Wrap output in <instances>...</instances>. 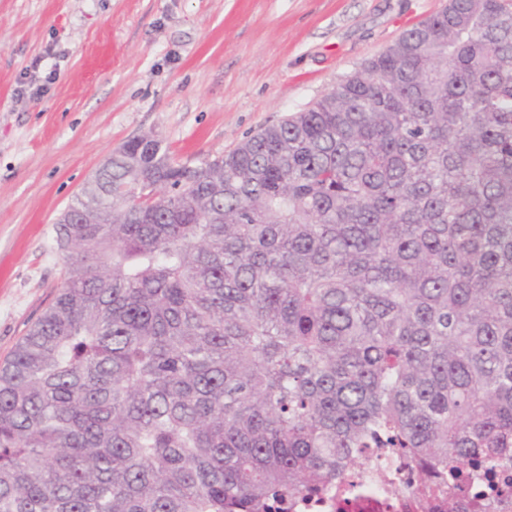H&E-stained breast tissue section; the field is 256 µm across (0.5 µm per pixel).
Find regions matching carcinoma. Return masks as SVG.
<instances>
[{
    "label": "carcinoma",
    "mask_w": 512,
    "mask_h": 512,
    "mask_svg": "<svg viewBox=\"0 0 512 512\" xmlns=\"http://www.w3.org/2000/svg\"><path fill=\"white\" fill-rule=\"evenodd\" d=\"M0 363V512H276L512 453V0H448L189 165L112 153Z\"/></svg>",
    "instance_id": "cac0c4a2"
}]
</instances>
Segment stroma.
<instances>
[{
  "label": "stroma",
  "instance_id": "obj_1",
  "mask_svg": "<svg viewBox=\"0 0 512 512\" xmlns=\"http://www.w3.org/2000/svg\"><path fill=\"white\" fill-rule=\"evenodd\" d=\"M446 3L0 0V361L54 300V223L113 150L227 153Z\"/></svg>",
  "mask_w": 512,
  "mask_h": 512
}]
</instances>
